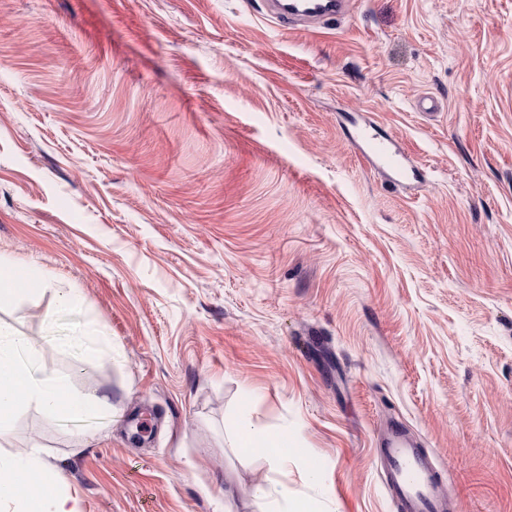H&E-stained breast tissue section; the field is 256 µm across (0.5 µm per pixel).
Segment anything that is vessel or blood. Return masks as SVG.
<instances>
[{"mask_svg": "<svg viewBox=\"0 0 512 512\" xmlns=\"http://www.w3.org/2000/svg\"><path fill=\"white\" fill-rule=\"evenodd\" d=\"M349 0H268L270 16L291 30L315 31L340 19ZM360 157L370 167L385 172L393 183L408 185L421 174L408 165L406 155L387 139L360 133ZM384 482L398 512H447V493L438 470L421 448L400 434L391 435L381 450Z\"/></svg>", "mask_w": 512, "mask_h": 512, "instance_id": "b4317fda", "label": "vessel or blood"}]
</instances>
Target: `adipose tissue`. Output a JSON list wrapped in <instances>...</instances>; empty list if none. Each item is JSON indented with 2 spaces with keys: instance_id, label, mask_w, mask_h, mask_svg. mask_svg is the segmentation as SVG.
Wrapping results in <instances>:
<instances>
[{
  "instance_id": "obj_1",
  "label": "adipose tissue",
  "mask_w": 512,
  "mask_h": 512,
  "mask_svg": "<svg viewBox=\"0 0 512 512\" xmlns=\"http://www.w3.org/2000/svg\"><path fill=\"white\" fill-rule=\"evenodd\" d=\"M40 356L12 326L0 323V430L24 409L52 420L80 419L106 404L107 395L73 391L64 377L39 365ZM236 446L245 454L265 455L280 469L300 457L291 435L269 432L247 420L238 430ZM255 497L265 512H314L307 499L279 481L257 487ZM0 512H77L75 497L41 446L0 452Z\"/></svg>"
}]
</instances>
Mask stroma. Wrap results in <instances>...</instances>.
I'll use <instances>...</instances> for the list:
<instances>
[{"mask_svg":"<svg viewBox=\"0 0 512 512\" xmlns=\"http://www.w3.org/2000/svg\"><path fill=\"white\" fill-rule=\"evenodd\" d=\"M361 120L425 169L413 194ZM0 259L27 289L0 321L110 396L0 433L78 512H261L283 477L397 512L393 422L451 512H512V0H353L317 33L265 0H0ZM244 416L295 437L287 474L237 450ZM360 158L370 167L385 172L395 184L412 185L420 182L422 175L408 165L406 155L388 139H381L369 133L365 125L360 133Z\"/></svg>","mask_w":512,"mask_h":512,"instance_id":"obj_1","label":"stroma"}]
</instances>
